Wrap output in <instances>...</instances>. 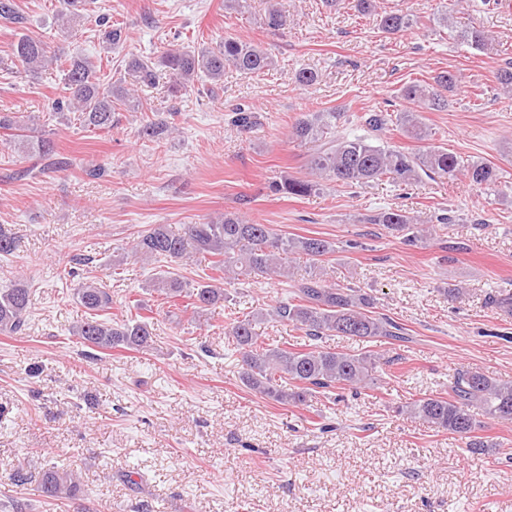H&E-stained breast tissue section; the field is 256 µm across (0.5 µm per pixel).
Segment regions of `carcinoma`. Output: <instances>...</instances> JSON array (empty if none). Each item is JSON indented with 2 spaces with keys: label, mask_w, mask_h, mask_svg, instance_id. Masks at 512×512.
<instances>
[{
  "label": "carcinoma",
  "mask_w": 512,
  "mask_h": 512,
  "mask_svg": "<svg viewBox=\"0 0 512 512\" xmlns=\"http://www.w3.org/2000/svg\"><path fill=\"white\" fill-rule=\"evenodd\" d=\"M71 7L58 14L62 26H74L90 17L87 6L95 0H64ZM351 8L375 21L379 30L396 34L417 23L413 15L387 11L379 0H351ZM0 21L18 30L12 45L11 64L0 60V74L11 76L15 68L36 74L51 63L62 72V86L57 88L47 111L74 113L79 125L88 130L110 131L115 112L121 107L136 112L140 101L124 81H104L89 59L64 57L50 50L40 37L27 33L29 18L17 0H0ZM100 27L102 44L107 50L122 45L126 30L112 23L106 14L95 16ZM263 24L279 31L287 26V16L277 3H269ZM273 65L272 57L261 47L239 37L226 36L214 45L193 50L170 49L158 57H131L126 68L138 75L141 82L156 84L158 72L168 76L167 92L173 97L186 94L196 84L224 82V73L231 69L241 75H255ZM458 75L442 70L434 84L412 82L402 87L404 101L429 109L446 105L445 94L457 86ZM336 110L302 112L289 130V138L299 144L328 141L329 147L309 155L304 177L283 176L270 182L269 189L283 197H307L322 190V183L365 186L388 179L398 186H409L427 178L465 176L476 188L489 190L498 183L497 169L487 163L465 165L446 150L430 148L412 153L396 145L378 143L380 134L395 123L410 138L421 140L427 131L413 111L391 115L386 110H371L361 116L363 135L339 134ZM232 123L243 131L259 125L258 112L249 107L235 109ZM166 120L143 125L141 133L155 138L172 131ZM0 132L19 141L38 161V171H67L76 165L73 157L61 152L35 121H21L11 112H0ZM391 231L402 234L404 242L413 244L432 234L433 226L420 227L407 213L388 209L374 218ZM336 251V246L315 237H290L279 234L269 224H259L232 211L206 223L184 224L174 232L165 224H155L133 240L132 252L145 260L166 261L181 265L199 254L215 257L212 270L218 276L189 287L179 278L163 275L152 280V291L163 296L169 306H186L206 311L224 300L236 281L245 279L292 278V263L306 259L307 276L293 285L291 295L271 310L249 312L224 326L240 358V380L254 393L285 406H309L317 395L330 398L336 389L346 387L373 388L375 373L394 365L395 359L378 351L352 353L324 348L318 341L326 336H342L371 343L378 339L400 341V327L391 319L372 311L374 299L356 288H338L327 283L322 267L323 257ZM79 304L86 316L72 327L73 335L82 343L101 353L114 350L144 351L151 347L152 322L147 318L112 320L102 313L112 309V295L93 282H84L76 289ZM486 304L501 314L512 316V296L490 293ZM31 316L30 289L17 283L0 289V335L13 336L25 330ZM274 320L291 324L305 332L312 341L309 347L294 349L274 347L265 343L260 328ZM398 415L432 429L466 440L469 452L481 455L488 445L476 432L482 428L479 417L500 425H512V381L501 382L482 372L462 369L448 386V396L424 395L396 407ZM80 488L74 472L57 465L43 471L38 489L47 501L70 498Z\"/></svg>",
  "instance_id": "obj_1"
}]
</instances>
